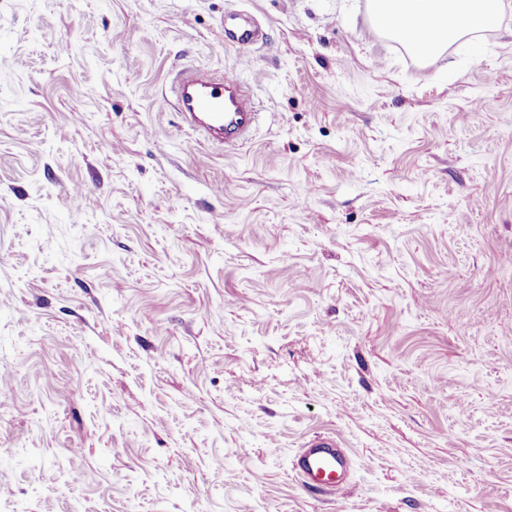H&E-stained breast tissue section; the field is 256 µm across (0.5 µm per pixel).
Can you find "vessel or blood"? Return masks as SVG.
<instances>
[{
    "label": "vessel or blood",
    "mask_w": 512,
    "mask_h": 512,
    "mask_svg": "<svg viewBox=\"0 0 512 512\" xmlns=\"http://www.w3.org/2000/svg\"><path fill=\"white\" fill-rule=\"evenodd\" d=\"M264 31L244 10L224 15V42L245 46L262 42ZM173 95L183 122L203 139L233 146L251 139L259 120L247 86L233 73H214L200 67L184 68ZM347 457L336 440L322 437L296 457L294 470L303 486L325 493L345 490Z\"/></svg>",
    "instance_id": "b4317fda"
}]
</instances>
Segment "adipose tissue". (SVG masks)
Masks as SVG:
<instances>
[{"mask_svg": "<svg viewBox=\"0 0 512 512\" xmlns=\"http://www.w3.org/2000/svg\"><path fill=\"white\" fill-rule=\"evenodd\" d=\"M502 7L503 0H384L375 22L408 43L413 42L417 29L437 32V40L421 48L428 62L434 63L447 46L500 15Z\"/></svg>", "mask_w": 512, "mask_h": 512, "instance_id": "obj_1", "label": "adipose tissue"}]
</instances>
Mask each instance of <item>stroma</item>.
<instances>
[{
  "label": "stroma",
  "mask_w": 512,
  "mask_h": 512,
  "mask_svg": "<svg viewBox=\"0 0 512 512\" xmlns=\"http://www.w3.org/2000/svg\"><path fill=\"white\" fill-rule=\"evenodd\" d=\"M504 3L423 66L371 0H0V512H512ZM190 65L252 140L183 129ZM264 31L257 19L245 10L224 13V43L245 46L263 41ZM173 95L183 122L203 139L233 146L251 139L259 120L247 86L234 73L184 68ZM347 457L332 437L315 440L296 457L294 470L303 486L323 493L346 489Z\"/></svg>",
  "instance_id": "1"
}]
</instances>
